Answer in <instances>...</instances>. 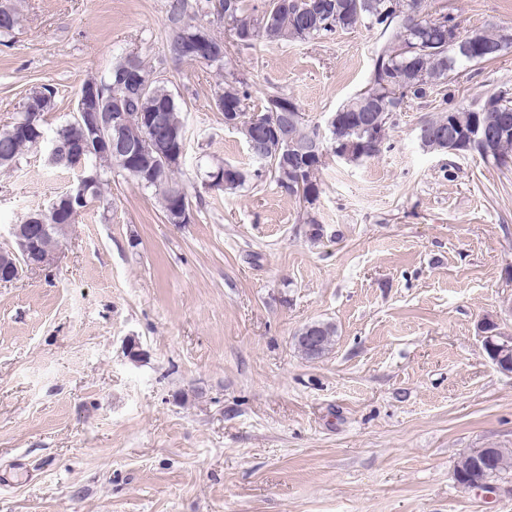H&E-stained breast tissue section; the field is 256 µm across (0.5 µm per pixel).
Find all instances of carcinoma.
<instances>
[{"mask_svg": "<svg viewBox=\"0 0 512 512\" xmlns=\"http://www.w3.org/2000/svg\"><path fill=\"white\" fill-rule=\"evenodd\" d=\"M399 0H268L260 14L250 12L244 0H218V8L228 25L232 41L251 46L263 37L256 34L264 25H271L274 32L268 42L309 41L327 37L338 30H350L357 26L376 30L385 38V44L373 59L369 83L370 90L382 92L383 84L390 83L402 89L400 98L392 104V111L399 112L406 101L422 99L436 86H447L454 82V75L464 64H481L496 59L512 51V43L498 53L491 52L501 37L499 30H481L482 42L479 48L471 49L468 54L455 50L454 31L460 28L456 18L440 13L429 14L422 20L420 31L414 30L411 23L404 24L396 14ZM12 12L0 13V35L11 34L20 25V10L17 2H11ZM137 67L149 78L151 83L145 90L131 95L132 109L147 111L153 107L164 113L166 123L180 130L185 127L182 108L165 82L146 68L140 59H135ZM127 63L122 57L112 64L106 75L92 77L90 83L102 86L105 96L112 93V83L116 75ZM248 92L240 89L236 78L224 81V87L216 93V108L221 112H244V101ZM28 98L39 102L40 111L49 112L54 108L55 91L44 85L29 93ZM444 107L434 118L426 119L418 127V134L424 138L425 146L432 151H443L439 134L448 132V126L456 128L460 141H465L472 128L480 126L493 133L492 152L483 161L497 165V157L512 158V93L508 89L499 90L498 107L484 111V100L470 105L453 102L448 96L443 100ZM362 98L358 95L336 110V129L327 133L325 140L332 147L356 152L359 143L372 138L385 141L387 129L366 130L360 127ZM33 151V140L14 132L10 124L0 130V168L7 169L15 165L25 154ZM261 167L249 173L234 165H224V189L236 190L243 187L252 178L271 174L275 181H280L281 172L288 166V154L277 149L250 152ZM102 175L106 176L116 170L130 178L144 190L152 192L162 210H171L174 201L160 194L155 184L139 178L129 168L116 164L106 155L94 158ZM323 162L317 160L306 165L302 170V193L300 197L308 203L316 200L319 184L316 173ZM60 245L59 236L53 232L37 238L35 250L44 257L52 254ZM318 341L311 347L303 340L296 339L301 353L310 360L323 357L333 346L336 328L328 323H317ZM512 469V450L497 448L485 460L481 469H476L474 452L462 456L455 467L456 480L472 481L477 475L499 480Z\"/></svg>", "mask_w": 512, "mask_h": 512, "instance_id": "cac0c4a2", "label": "carcinoma"}]
</instances>
